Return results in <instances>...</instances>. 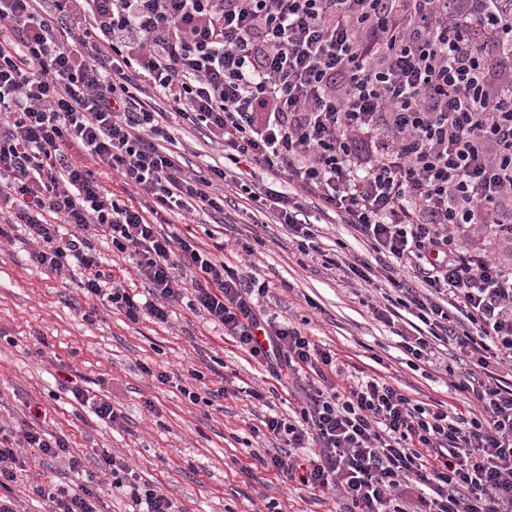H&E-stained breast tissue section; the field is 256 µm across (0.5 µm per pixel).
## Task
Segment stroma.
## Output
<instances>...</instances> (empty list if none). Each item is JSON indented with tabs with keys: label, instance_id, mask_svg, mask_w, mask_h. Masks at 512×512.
Here are the masks:
<instances>
[{
	"label": "stroma",
	"instance_id": "stroma-1",
	"mask_svg": "<svg viewBox=\"0 0 512 512\" xmlns=\"http://www.w3.org/2000/svg\"><path fill=\"white\" fill-rule=\"evenodd\" d=\"M175 137L188 168L205 172L222 163L223 152L205 128L187 126ZM195 230L205 246L224 244L225 261L243 275L267 282L260 299L267 312L303 324L315 343L336 353L346 374L381 376L417 400L456 404L452 385L472 366L455 347L440 341L431 363L409 366L399 337L369 312L371 286L301 254L285 228L228 224L214 212ZM92 243L116 283L146 293L132 263L113 252L105 236ZM33 249L21 224L0 241V425L32 420L65 435L83 467L60 474L51 461L28 459L12 485L22 512H51L49 500L31 490L46 477L59 475L73 488L95 478L94 453L101 448L122 456L139 481L161 486L179 512H267L272 501L283 512H338L334 495H312L251 456L268 445L256 428L296 406L299 383L269 394L274 381L265 367L186 305H177L165 325L131 322L84 297L79 265L63 274L49 271L32 261ZM193 369L228 395L210 406L190 403L175 382ZM159 372L170 383L156 380ZM75 384L111 397L119 424L104 425L77 403L70 392ZM246 387L266 393V400L246 397Z\"/></svg>",
	"mask_w": 512,
	"mask_h": 512
}]
</instances>
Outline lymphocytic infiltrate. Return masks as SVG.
Segmentation results:
<instances>
[{
    "label": "lymphocytic infiltrate",
    "mask_w": 512,
    "mask_h": 512,
    "mask_svg": "<svg viewBox=\"0 0 512 512\" xmlns=\"http://www.w3.org/2000/svg\"><path fill=\"white\" fill-rule=\"evenodd\" d=\"M509 34L512 11L488 0H0V239L25 225L35 263H80L84 293L131 322L168 323L184 301L277 385L304 376L297 409L264 426L309 449L307 462L253 457L337 494L341 512H512V265L495 257L512 249ZM154 94L213 135L223 166L183 168ZM96 165L148 204L106 189ZM228 186L303 254L319 250L306 207L356 232L375 260L325 269L387 282L369 310L389 326L404 310L417 319L401 337L416 360L442 337L470 357L459 407L382 377L343 380L336 357L259 307L266 283L193 233L159 232L170 215L223 210ZM92 228L127 255L147 298L113 282ZM19 432L22 448L81 469L64 436ZM22 448L0 435V512H18L4 491ZM98 467L140 512H175L123 458L100 450ZM35 492L53 512H99L94 483Z\"/></svg>",
    "instance_id": "f902f5d3"
}]
</instances>
